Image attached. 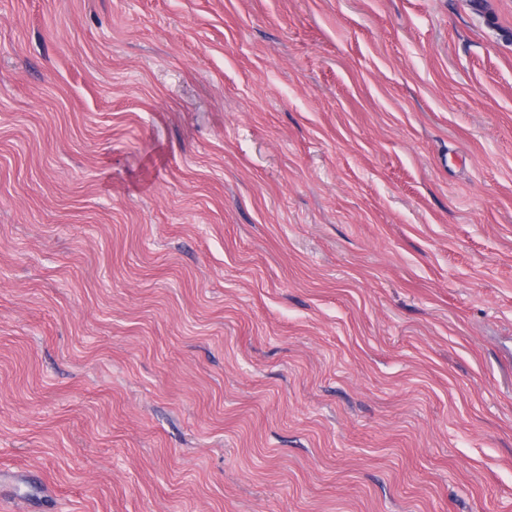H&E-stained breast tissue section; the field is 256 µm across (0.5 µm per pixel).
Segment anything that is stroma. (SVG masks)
Listing matches in <instances>:
<instances>
[{
	"mask_svg": "<svg viewBox=\"0 0 512 512\" xmlns=\"http://www.w3.org/2000/svg\"><path fill=\"white\" fill-rule=\"evenodd\" d=\"M0 512H512V0H0Z\"/></svg>",
	"mask_w": 512,
	"mask_h": 512,
	"instance_id": "obj_1",
	"label": "stroma"
}]
</instances>
